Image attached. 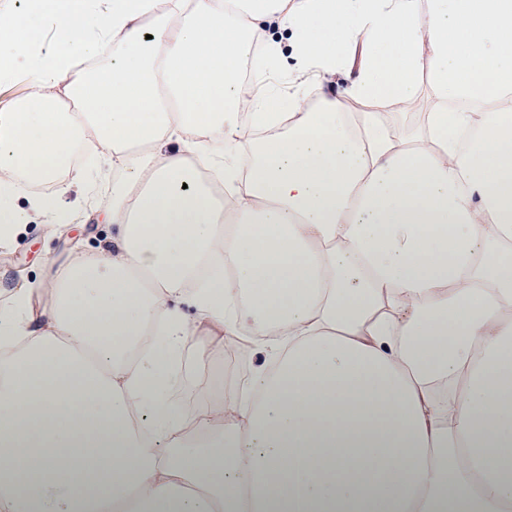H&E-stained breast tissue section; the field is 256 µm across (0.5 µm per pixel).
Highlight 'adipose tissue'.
Masks as SVG:
<instances>
[{
	"label": "adipose tissue",
	"instance_id": "1",
	"mask_svg": "<svg viewBox=\"0 0 512 512\" xmlns=\"http://www.w3.org/2000/svg\"><path fill=\"white\" fill-rule=\"evenodd\" d=\"M157 4L56 0L49 44L0 10V233L78 220L75 147L113 173L96 251L0 310V512H512V0ZM389 92L416 132L348 111ZM182 391L177 395L178 400L184 403H194L208 396L205 386V378L190 363L183 369Z\"/></svg>",
	"mask_w": 512,
	"mask_h": 512
}]
</instances>
